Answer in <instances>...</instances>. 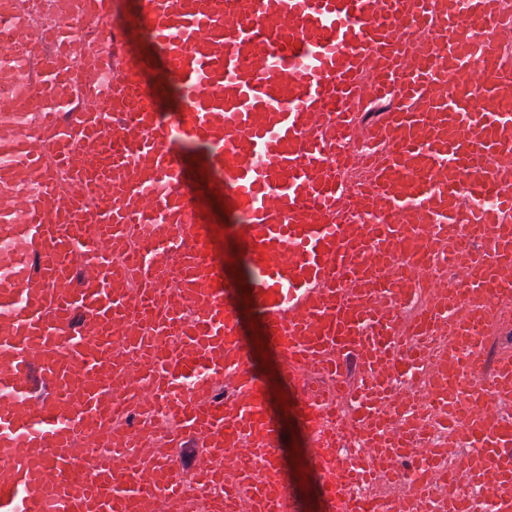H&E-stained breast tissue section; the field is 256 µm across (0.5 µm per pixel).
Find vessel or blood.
<instances>
[{
  "mask_svg": "<svg viewBox=\"0 0 512 512\" xmlns=\"http://www.w3.org/2000/svg\"><path fill=\"white\" fill-rule=\"evenodd\" d=\"M16 23L0 18V120L26 127L0 138V512H196L219 479L207 512H294L211 188L244 218L228 230L313 447L363 442L332 458L327 512H367L351 490L381 483L397 512H512V351L489 371L464 357L512 328L503 0H137L126 21L92 0L81 25L111 49L70 62L62 95L71 24L19 49ZM154 416L174 426L152 452ZM184 446L202 451L189 479L168 454ZM214 216L216 225H218L219 229H223L224 234H222V237H219V231L218 234H215V229H212V224H207L209 228V233L213 242V250H214V256L217 260H222V255H226V249H219L220 245L226 246V241L228 238L225 237V230L224 226L225 224H240L242 223L243 219L241 216L232 215L229 213V215H225L224 212H222V216H217L214 212L212 214Z\"/></svg>",
  "mask_w": 512,
  "mask_h": 512,
  "instance_id": "vessel-or-blood-1",
  "label": "vessel or blood"
}]
</instances>
